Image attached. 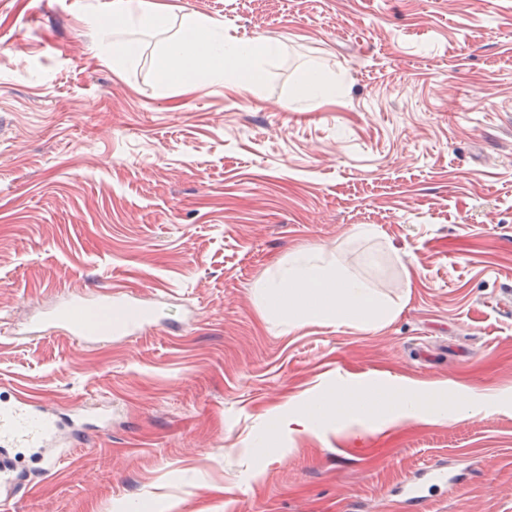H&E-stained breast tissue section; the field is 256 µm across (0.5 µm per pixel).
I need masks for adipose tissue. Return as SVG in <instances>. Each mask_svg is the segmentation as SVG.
Returning a JSON list of instances; mask_svg holds the SVG:
<instances>
[{
  "label": "adipose tissue",
  "mask_w": 512,
  "mask_h": 512,
  "mask_svg": "<svg viewBox=\"0 0 512 512\" xmlns=\"http://www.w3.org/2000/svg\"><path fill=\"white\" fill-rule=\"evenodd\" d=\"M261 295L264 313L291 327L318 321L372 330L389 322L395 314L394 305L365 279L344 273L319 249L292 254L265 278ZM385 408L405 416L426 411L434 417L453 420L480 414L483 405L461 394L452 408L445 409L434 405L432 393L413 389L369 399L353 392L322 393L307 399L295 420L273 418L270 431L275 434L292 425L308 428L337 417L371 416Z\"/></svg>",
  "instance_id": "obj_1"
}]
</instances>
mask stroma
<instances>
[{
  "label": "stroma",
  "instance_id": "35a3bbf8",
  "mask_svg": "<svg viewBox=\"0 0 512 512\" xmlns=\"http://www.w3.org/2000/svg\"><path fill=\"white\" fill-rule=\"evenodd\" d=\"M109 2L0 0V401L112 407L0 512H399L402 479L437 461L472 471L423 512H512V0H150L273 39L250 91L159 89L153 35L113 68L86 23ZM312 64L336 91L296 100ZM315 247L392 320L267 319L257 284ZM107 285L163 324L29 334ZM408 386L487 409L260 442L309 397Z\"/></svg>",
  "mask_w": 512,
  "mask_h": 512
}]
</instances>
